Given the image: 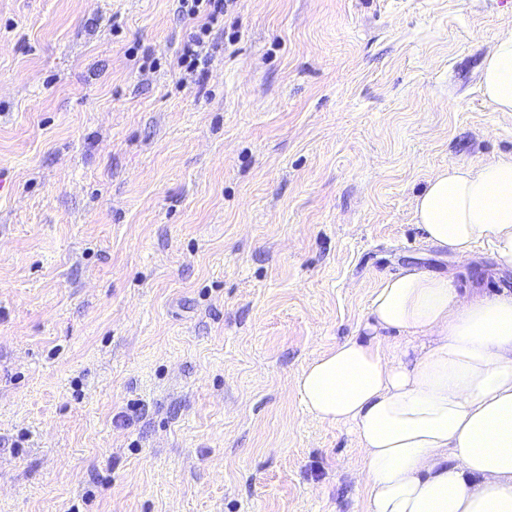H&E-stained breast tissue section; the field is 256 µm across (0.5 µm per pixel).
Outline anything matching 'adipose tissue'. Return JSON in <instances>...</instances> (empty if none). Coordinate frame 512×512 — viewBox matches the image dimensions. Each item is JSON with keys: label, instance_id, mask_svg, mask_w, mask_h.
Instances as JSON below:
<instances>
[{"label": "adipose tissue", "instance_id": "ef3b65f1", "mask_svg": "<svg viewBox=\"0 0 512 512\" xmlns=\"http://www.w3.org/2000/svg\"><path fill=\"white\" fill-rule=\"evenodd\" d=\"M481 90L512 112V30L486 55ZM427 243L512 268V153L433 172L415 198ZM320 422L351 426L365 512H512V290L463 292L409 265L381 278L357 335L292 379Z\"/></svg>", "mask_w": 512, "mask_h": 512}]
</instances>
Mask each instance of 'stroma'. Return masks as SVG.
I'll return each instance as SVG.
<instances>
[{
  "label": "stroma",
  "mask_w": 512,
  "mask_h": 512,
  "mask_svg": "<svg viewBox=\"0 0 512 512\" xmlns=\"http://www.w3.org/2000/svg\"><path fill=\"white\" fill-rule=\"evenodd\" d=\"M0 0V512H365L291 390L409 262L427 178L512 153V0ZM179 12L182 18L191 21L193 32L178 57L177 65L187 74H195L199 67L204 71L208 63V52L203 54L205 37L209 36L212 26L224 16V0H179ZM481 90L499 112H512V30L502 33L486 55Z\"/></svg>",
  "instance_id": "1"
}]
</instances>
